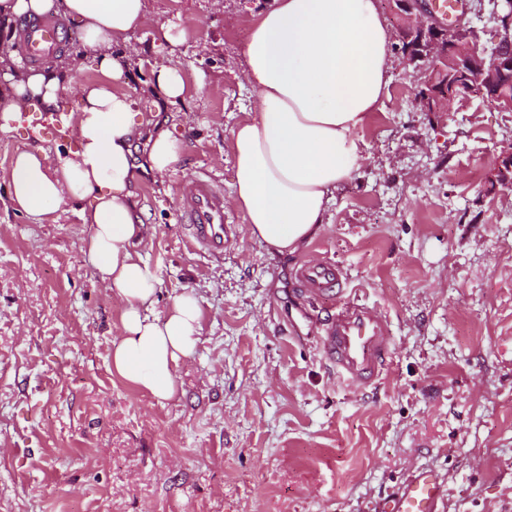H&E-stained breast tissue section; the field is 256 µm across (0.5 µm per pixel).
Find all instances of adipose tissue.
Listing matches in <instances>:
<instances>
[{"label":"adipose tissue","mask_w":512,"mask_h":512,"mask_svg":"<svg viewBox=\"0 0 512 512\" xmlns=\"http://www.w3.org/2000/svg\"><path fill=\"white\" fill-rule=\"evenodd\" d=\"M53 12L82 32V54L103 81L81 86L75 110L59 98L79 69L71 60L42 71L0 56V133L22 113L59 115L76 148L48 157L23 147L9 167L7 194L35 217L78 204L91 228L84 255L99 281L124 304L112 366L159 401L178 393L174 371L197 343V297L153 307L155 270L136 249L145 224L134 212L132 147L145 142L150 172L166 176L184 144L159 122L141 117L133 95L120 91L123 65L112 49L127 45L150 13L149 0H0V21ZM393 34L375 0H272L255 14L242 44V73L256 94L254 116L232 132L233 202L251 237L271 253L292 254L324 224L336 189L365 163L359 130L379 109L393 68ZM182 64L160 65L148 97L183 100Z\"/></svg>","instance_id":"obj_1"}]
</instances>
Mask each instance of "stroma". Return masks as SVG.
I'll return each instance as SVG.
<instances>
[{"label":"stroma","instance_id":"obj_1","mask_svg":"<svg viewBox=\"0 0 512 512\" xmlns=\"http://www.w3.org/2000/svg\"><path fill=\"white\" fill-rule=\"evenodd\" d=\"M269 0H150L113 53L139 93L180 60L183 101L163 109L187 145L164 178L133 150L138 246L156 269L154 310L194 293L201 309L178 395L157 402L112 367L123 305L94 276L89 225L72 206L35 218L6 190L18 147L66 146L53 127L0 133V512H375L414 471L448 484L445 512H512V188L495 183L512 112L472 99L425 112V67L395 54L379 110L358 135L368 160L341 184L320 231L270 256L233 206L231 135L255 113L240 49ZM182 43L157 40L160 24ZM82 68L62 100L102 81ZM223 189L235 233L223 257L192 248L179 206L199 174ZM340 264L347 295L391 323L389 366L341 383L318 341L333 300L296 291L294 270Z\"/></svg>","mask_w":512,"mask_h":512}]
</instances>
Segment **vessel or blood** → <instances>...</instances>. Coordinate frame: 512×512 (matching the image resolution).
<instances>
[{"label":"vessel or blood","mask_w":512,"mask_h":512,"mask_svg":"<svg viewBox=\"0 0 512 512\" xmlns=\"http://www.w3.org/2000/svg\"><path fill=\"white\" fill-rule=\"evenodd\" d=\"M69 45L64 25L54 16L26 21L20 28L18 47L30 64H42ZM182 219L193 245L212 256L223 255L233 227L225 220L221 187L209 179H196L192 196L182 207ZM345 278L344 269L333 261H309L294 272L301 293L319 298L338 295L335 311L320 323L323 351L339 378L364 386L377 379L388 363L391 329L376 308L341 296ZM447 499L441 476L421 469L381 503L380 512H445Z\"/></svg>","instance_id":"obj_1"}]
</instances>
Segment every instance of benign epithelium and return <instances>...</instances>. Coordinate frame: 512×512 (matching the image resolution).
Instances as JSON below:
<instances>
[{
  "label": "benign epithelium",
  "mask_w": 512,
  "mask_h": 512,
  "mask_svg": "<svg viewBox=\"0 0 512 512\" xmlns=\"http://www.w3.org/2000/svg\"><path fill=\"white\" fill-rule=\"evenodd\" d=\"M506 2L508 12H494L498 39L496 46L512 45V0ZM396 14L402 21L400 33L411 45L406 55L413 62L427 61L433 67L448 66V79L438 84L423 100V110L450 112L457 101L467 95H477L490 102L503 97L512 85V59H500L493 67L471 41L478 34L468 8L451 22L436 17L424 0H396Z\"/></svg>",
  "instance_id": "1"
}]
</instances>
